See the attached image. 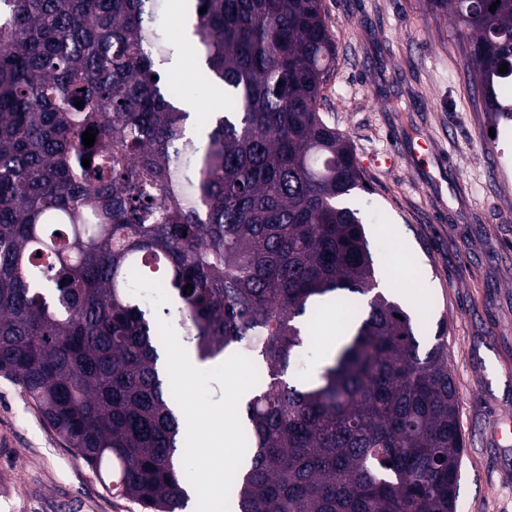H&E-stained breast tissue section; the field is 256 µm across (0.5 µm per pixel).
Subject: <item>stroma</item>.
I'll list each match as a JSON object with an SVG mask.
<instances>
[{"label":"stroma","instance_id":"1","mask_svg":"<svg viewBox=\"0 0 512 512\" xmlns=\"http://www.w3.org/2000/svg\"><path fill=\"white\" fill-rule=\"evenodd\" d=\"M337 64L322 112L354 147L358 210L378 274L417 290L422 339L448 345L465 447L457 512H512V124L495 123L452 19L428 0H323ZM424 139L417 161L408 141ZM392 155L391 165L373 160ZM0 512H144L107 492L0 376Z\"/></svg>","mask_w":512,"mask_h":512}]
</instances>
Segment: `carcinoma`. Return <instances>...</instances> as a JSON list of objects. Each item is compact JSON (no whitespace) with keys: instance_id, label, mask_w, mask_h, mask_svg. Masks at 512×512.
Wrapping results in <instances>:
<instances>
[{"instance_id":"carcinoma-1","label":"carcinoma","mask_w":512,"mask_h":512,"mask_svg":"<svg viewBox=\"0 0 512 512\" xmlns=\"http://www.w3.org/2000/svg\"><path fill=\"white\" fill-rule=\"evenodd\" d=\"M179 2L222 112L197 117L162 76L171 0H0V374L107 491L184 506V429L135 270L200 359L234 347L257 368L237 512H457L447 346L422 350L423 324L377 290L342 204L364 181L320 111L336 66L323 0ZM429 4L467 42L486 111L512 119L492 94L502 64L512 75V0ZM332 298L355 329L292 384Z\"/></svg>"}]
</instances>
